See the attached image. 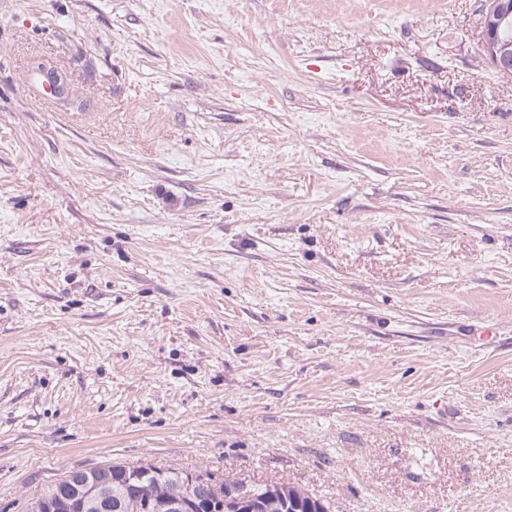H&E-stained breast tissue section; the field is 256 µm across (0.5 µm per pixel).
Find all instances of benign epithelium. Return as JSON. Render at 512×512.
Returning <instances> with one entry per match:
<instances>
[{"label":"benign epithelium","instance_id":"benign-epithelium-1","mask_svg":"<svg viewBox=\"0 0 512 512\" xmlns=\"http://www.w3.org/2000/svg\"><path fill=\"white\" fill-rule=\"evenodd\" d=\"M489 14L482 24L483 41L489 49L500 74L512 77V45L508 36L512 32V8L504 0H493ZM195 492L205 500L208 512H224L230 506L234 512H256L249 484L236 487L224 486V478L210 471L188 472L178 486L169 491L162 506L150 499L134 502V512H185L188 508L187 493ZM121 493L98 480L86 470L69 473L65 485L50 497L36 502L34 512H114L115 501Z\"/></svg>","mask_w":512,"mask_h":512}]
</instances>
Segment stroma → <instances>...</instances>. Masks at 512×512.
Masks as SVG:
<instances>
[{"label":"stroma","instance_id":"35a3bbf8","mask_svg":"<svg viewBox=\"0 0 512 512\" xmlns=\"http://www.w3.org/2000/svg\"><path fill=\"white\" fill-rule=\"evenodd\" d=\"M479 7L0 0V512L139 463L512 512V77Z\"/></svg>","mask_w":512,"mask_h":512}]
</instances>
